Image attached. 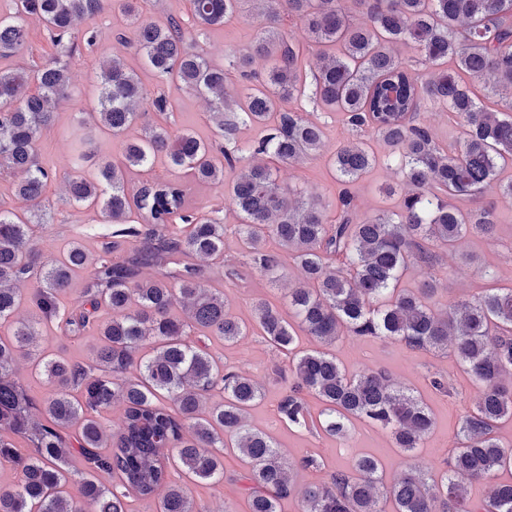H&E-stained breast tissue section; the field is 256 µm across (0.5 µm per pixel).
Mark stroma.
Masks as SVG:
<instances>
[{"mask_svg":"<svg viewBox=\"0 0 512 512\" xmlns=\"http://www.w3.org/2000/svg\"><path fill=\"white\" fill-rule=\"evenodd\" d=\"M93 25L97 41L92 49L83 51L79 60L72 64L69 72L73 94L71 102L57 112L53 126L46 130L39 141V158L53 172L54 179L44 195L48 221L36 226L35 243L43 255L53 256L69 241L78 240L91 252L99 256L102 242L111 240L113 227L101 223L98 214L84 207L69 203L66 179L74 172L73 142L75 137V112L89 101L91 84L100 61L112 54L125 56L127 62L142 71V78L149 92H162L173 105L166 119L170 130H190L203 140L216 138L215 128L207 117L208 103L203 96L189 92L170 83L160 82L150 72L144 71L143 59L135 46L124 47L116 41V35L124 31L126 21L118 8L107 9L97 17ZM267 25L264 15L254 11L251 0L245 3L238 15L227 21L223 28L210 31L198 38V48L212 62L224 69H231L235 57L249 46L253 38ZM27 39L24 46L10 58H0V69L30 68L52 59L55 49L47 32L37 18L25 21ZM298 108L308 117L321 124L326 133L322 154L306 158L288 166H278L276 179L281 186L303 188L313 197L332 205L336 202V184L327 165V157L336 148L353 138L343 125L338 114L323 111L309 98L298 101ZM179 178L191 184L192 192L201 214L219 217L227 229L224 236V258L210 262L208 271L214 285L223 288L229 307L241 318H248L253 298L261 296L278 306H285L290 288L300 285L303 272L295 262H288L279 270L276 282L246 269L245 260L236 245L234 228L238 219L224 200L223 184H192L187 173L171 168L166 157H158L152 166L133 172L129 176L131 186L156 178ZM402 175L396 166L377 165L364 179L352 185L360 217H370L383 209H394L395 198L385 193L386 187L399 186ZM498 224L493 237H467L452 250L440 249V261L434 272L437 307L467 298L479 292L489 279L499 283H512V200L496 199ZM243 269L240 280L224 277L225 266ZM211 352L226 366L232 367L256 380L264 389V398L250 412L251 425L269 432L276 440L280 451L294 462L296 487L326 478L339 468L348 467L351 460L361 454L379 458L383 466L384 479H393L405 466L403 453L395 448L388 431L363 423L356 424L350 436L338 440L323 433L298 431L277 421L275 406L286 387L272 384L269 380L274 366H287V357L272 348L262 337L248 335L233 345L214 339ZM333 351L348 371L382 370L401 386L417 391L430 406L435 417V428L415 456L417 462L433 469H440L453 448L462 418L474 408L476 387L460 373L457 365L447 354L413 350L403 343L379 338H343L336 342ZM443 378L448 393L436 391L431 382ZM316 457L321 469L303 467L306 457ZM243 471V465L233 453L224 455L226 480L220 485H198L192 496L204 512H244V503L232 481Z\"/></svg>","mask_w":512,"mask_h":512,"instance_id":"1","label":"stroma"}]
</instances>
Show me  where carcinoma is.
Here are the masks:
<instances>
[{"mask_svg":"<svg viewBox=\"0 0 512 512\" xmlns=\"http://www.w3.org/2000/svg\"><path fill=\"white\" fill-rule=\"evenodd\" d=\"M132 26L133 41L156 76L211 96L210 117L219 134L235 141L243 126L267 134L234 152L200 139L189 130L171 132L151 124L125 141L121 159L102 160L94 171L69 178L72 201L121 224L115 236L131 239L124 254L116 241L102 245L79 300L62 297L75 274L89 265L85 246L74 242L42 262L32 225L45 224L41 209L51 173L39 161L37 142L55 122V109L70 99L68 69L78 43L90 46V23L111 2ZM242 0H190L192 27L216 30L237 13ZM270 20L238 57L248 80L239 95L226 91L224 68L211 63L186 38L183 19L158 22L142 15L140 0H12L0 15V55L10 56L26 37L24 18L34 16L53 34L60 54L47 65L0 70V167L23 178L15 197L28 204L19 214L0 207V467L21 473L15 491L0 492V512H128V491L159 496L157 512H201L191 486L224 482V454L232 450L246 466L234 479L247 512H278L281 501L298 498L299 512H512V481L490 486L475 502L469 487L512 471V451L499 436L512 422V286L490 283L476 295L444 310L431 304L433 280L404 288L410 268L431 271L435 247H455L468 234L494 233L496 209L480 200L489 192L512 198V103L498 112L476 102L463 80L487 75L512 95V0H351L371 26L353 23L341 0H252ZM298 19L317 47L307 66L300 42L282 27V15ZM412 41L435 65H451L421 81L394 52ZM256 57L271 60L262 78L247 69ZM97 95L78 113L82 133L77 160L91 158L96 133L125 136L139 124L146 105L165 112L166 97L148 96L138 72L115 54L96 74ZM313 99L341 115L344 125L368 133L390 152L404 175L397 210L361 221L346 186L378 164L365 142L343 145L330 158L338 195L335 223L327 205L306 200L279 186L273 163L292 165L319 153L325 133L290 101ZM424 103L444 106L462 120L460 146L448 151L417 121ZM160 155L199 184L224 181V168L237 170L224 198L240 219L239 248L248 267L271 275L288 260L306 280L288 291V312L265 298L253 299L250 319L231 313L224 291L207 284L195 260L224 256V225L200 215L187 188L162 179L126 189L127 176ZM189 225L180 236L169 231L174 219ZM42 285L24 297L18 285L35 268ZM154 275L140 277L144 269ZM29 320H14L23 303ZM61 337L97 335L93 363L34 351L43 328ZM317 342L299 347L298 332ZM256 332L289 359L272 380L291 378L276 405L277 418L296 429L316 427L345 438L356 421L390 432L396 447L415 457L432 432L434 415L413 391L391 383L383 372H349L330 350L343 336L395 339L411 349L442 352L453 348L458 367L475 383V410L466 415L445 469L407 464L390 484L382 464L370 455L354 458L328 480L297 491L291 464L273 437L248 424L262 387L232 370L207 350L202 338L235 343ZM45 379L41 399L13 379L20 358ZM219 400H214L215 394ZM322 404L314 425L304 395ZM124 405L122 431L109 441L102 424L112 404ZM22 439L30 448L23 455ZM80 460L82 469L73 466ZM180 481L167 482L168 468Z\"/></svg>","mask_w":512,"mask_h":512,"instance_id":"1","label":"carcinoma"}]
</instances>
